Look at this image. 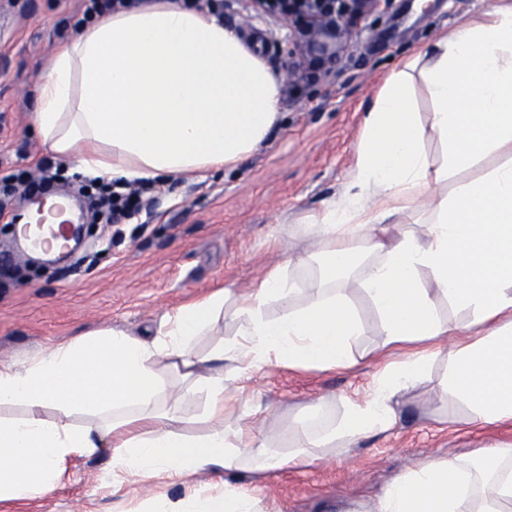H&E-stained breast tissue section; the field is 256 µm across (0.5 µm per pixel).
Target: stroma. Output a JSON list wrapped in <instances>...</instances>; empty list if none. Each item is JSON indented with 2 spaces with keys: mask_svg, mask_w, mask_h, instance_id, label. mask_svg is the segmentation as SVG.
Listing matches in <instances>:
<instances>
[{
  "mask_svg": "<svg viewBox=\"0 0 512 512\" xmlns=\"http://www.w3.org/2000/svg\"><path fill=\"white\" fill-rule=\"evenodd\" d=\"M483 6V0H438L422 16L403 0L396 14L370 22L355 38L337 75L303 95L282 89L281 121L256 151L232 167L155 182L131 217L88 225L85 247L60 266L45 272L25 266L11 227L0 221V362L23 361L103 327L154 335L170 308L228 285L247 289L288 258L316 251L317 241L288 228L342 197L364 114L390 73L439 36L481 23ZM249 10L247 0H233L225 24L284 74L288 59L275 42L287 39V25L272 16L242 24ZM83 11L84 0H0V177L24 170L41 180L44 161L56 174L58 195L78 181L66 176L62 159L46 152L30 112L43 63L77 32ZM354 300L363 334L351 345V368L270 365L231 390L236 411H250L258 443L276 442L317 402L336 414L343 398L369 388L382 365L373 352L380 325L363 295ZM449 345L437 343L429 377L401 397V419L392 430L359 441L352 455L331 453L310 466L249 481L264 512H350L430 456L512 446V423L477 427L441 400L438 380ZM108 465L105 454L73 461L65 485L22 512H128L154 495L136 478L111 494Z\"/></svg>",
  "mask_w": 512,
  "mask_h": 512,
  "instance_id": "obj_1",
  "label": "stroma"
}]
</instances>
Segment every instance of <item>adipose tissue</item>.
I'll return each mask as SVG.
<instances>
[{
    "instance_id": "ef3b65f1",
    "label": "adipose tissue",
    "mask_w": 512,
    "mask_h": 512,
    "mask_svg": "<svg viewBox=\"0 0 512 512\" xmlns=\"http://www.w3.org/2000/svg\"><path fill=\"white\" fill-rule=\"evenodd\" d=\"M485 24L438 41L424 64L434 109H412L406 70L392 73L364 118L341 202L300 223L319 253L272 269L247 290L224 288L166 313L150 338L102 328L19 363H0V505L61 487L74 460L110 453L108 485L129 477L182 485L132 512H262L239 483L325 452H348L399 420V399L426 375L432 341L463 330L439 386L475 426L512 421V0H484ZM281 119L280 83L238 32L175 0L106 12L46 62L31 124L70 173L106 181L188 176L239 162ZM443 147L434 159L426 137ZM503 159L479 177L487 155ZM429 198L423 231L389 221ZM361 292L380 321L376 353L419 350L386 362L370 390L323 404L292 424L279 449L226 422L230 383L275 364L346 368L362 334ZM232 339L197 352L201 337ZM202 394L194 415L171 399ZM224 473L199 484V471ZM362 512H512V448L474 458L434 457L395 476Z\"/></svg>"
}]
</instances>
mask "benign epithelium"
Returning a JSON list of instances; mask_svg holds the SVG:
<instances>
[{"mask_svg": "<svg viewBox=\"0 0 512 512\" xmlns=\"http://www.w3.org/2000/svg\"><path fill=\"white\" fill-rule=\"evenodd\" d=\"M255 10L288 24L283 47L288 55V85L299 91L305 81L328 78L355 33L369 19L389 15L394 0H250Z\"/></svg>", "mask_w": 512, "mask_h": 512, "instance_id": "7a95c632", "label": "benign epithelium"}]
</instances>
